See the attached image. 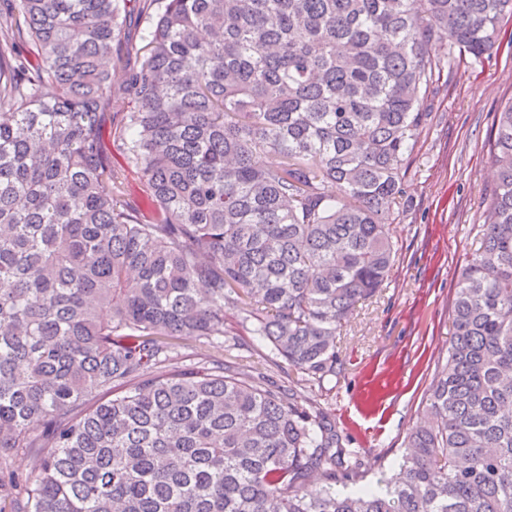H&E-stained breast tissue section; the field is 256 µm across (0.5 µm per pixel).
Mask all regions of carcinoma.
<instances>
[{
	"mask_svg": "<svg viewBox=\"0 0 512 512\" xmlns=\"http://www.w3.org/2000/svg\"><path fill=\"white\" fill-rule=\"evenodd\" d=\"M126 2L0 9V503L512 512V99L448 356L385 488L297 384L256 385L262 372L226 360L188 367L173 344L224 334L234 311L272 365L336 372L337 330L395 262L435 72L493 50L512 0H144L132 73ZM106 111L149 216L121 203ZM263 152L279 161L257 164ZM21 454L31 470L14 467ZM119 120H120L119 116L113 118V121H112L111 116L105 115V118L103 121L104 129H105V136L103 139V150L106 153V155L112 160V164H114V165H124V159H123L119 144L117 143V141H114V138H113V129H112L113 123H114V127H115V125L119 122ZM111 129H112V136L110 134Z\"/></svg>",
	"mask_w": 512,
	"mask_h": 512,
	"instance_id": "1",
	"label": "carcinoma"
}]
</instances>
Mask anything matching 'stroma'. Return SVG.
<instances>
[{"label":"stroma","instance_id":"obj_1","mask_svg":"<svg viewBox=\"0 0 512 512\" xmlns=\"http://www.w3.org/2000/svg\"><path fill=\"white\" fill-rule=\"evenodd\" d=\"M500 46L458 68H441L423 106L400 217L391 226L395 265L384 288L359 304L336 338V373L308 382L307 400L335 422L368 483L398 471L404 440L419 422L438 360L448 354V310L468 260L481 245L494 187L490 143L496 115L512 99V16ZM255 360L256 337L185 338L186 365L223 360L226 346Z\"/></svg>","mask_w":512,"mask_h":512}]
</instances>
